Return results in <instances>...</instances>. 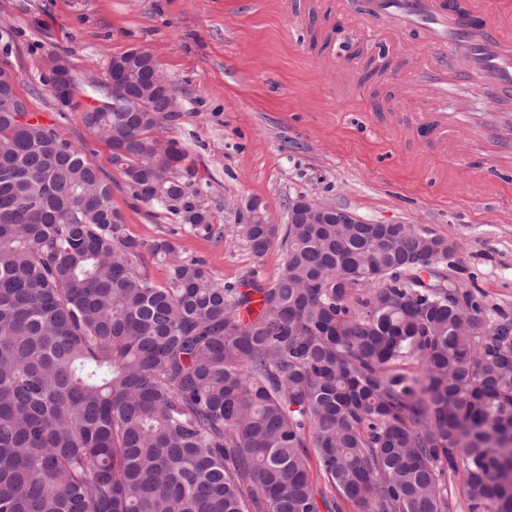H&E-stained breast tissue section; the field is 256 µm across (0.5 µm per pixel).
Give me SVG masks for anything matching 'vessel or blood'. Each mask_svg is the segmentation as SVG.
I'll use <instances>...</instances> for the list:
<instances>
[{
  "label": "vessel or blood",
  "mask_w": 512,
  "mask_h": 512,
  "mask_svg": "<svg viewBox=\"0 0 512 512\" xmlns=\"http://www.w3.org/2000/svg\"><path fill=\"white\" fill-rule=\"evenodd\" d=\"M336 12L360 29L419 35L427 60L411 85L423 103L407 133L432 155L448 152L455 116L442 105L456 85L476 75L492 99L512 97V0H336ZM478 134L493 169L512 164V129Z\"/></svg>",
  "instance_id": "b4317fda"
}]
</instances>
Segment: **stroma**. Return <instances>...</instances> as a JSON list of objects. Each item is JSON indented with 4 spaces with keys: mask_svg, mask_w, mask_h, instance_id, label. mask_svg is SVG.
<instances>
[{
    "mask_svg": "<svg viewBox=\"0 0 512 512\" xmlns=\"http://www.w3.org/2000/svg\"><path fill=\"white\" fill-rule=\"evenodd\" d=\"M335 2L257 0L248 11L241 0H0L10 41L0 65L14 72L28 111L99 167L128 233L148 244L169 240L181 257L205 260L217 282L273 278L281 247L255 257L236 230L238 211L256 201L267 223L284 224L289 202L303 196L454 240V276L512 316V170L483 190L485 162L465 126L453 133L459 157L445 163L422 153L406 133L412 99L392 96L417 62V36L401 37L402 56L381 66L372 33L325 37L316 14ZM133 48L152 53L181 104L157 133L187 152L182 178L222 237L136 201L110 147L83 122L91 90L63 106L44 74L55 54L78 79L103 81L112 58ZM314 55L335 58V73L313 69Z\"/></svg>",
    "mask_w": 512,
    "mask_h": 512,
    "instance_id": "stroma-1",
    "label": "stroma"
}]
</instances>
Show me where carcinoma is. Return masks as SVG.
Wrapping results in <instances>:
<instances>
[{"label":"carcinoma","instance_id":"obj_1","mask_svg":"<svg viewBox=\"0 0 512 512\" xmlns=\"http://www.w3.org/2000/svg\"><path fill=\"white\" fill-rule=\"evenodd\" d=\"M92 92L132 196L223 235L154 136L176 113L132 123L112 81ZM8 105L0 87V512H512V317L448 273L457 243L240 224L284 261L221 284L129 235L82 148Z\"/></svg>","mask_w":512,"mask_h":512}]
</instances>
